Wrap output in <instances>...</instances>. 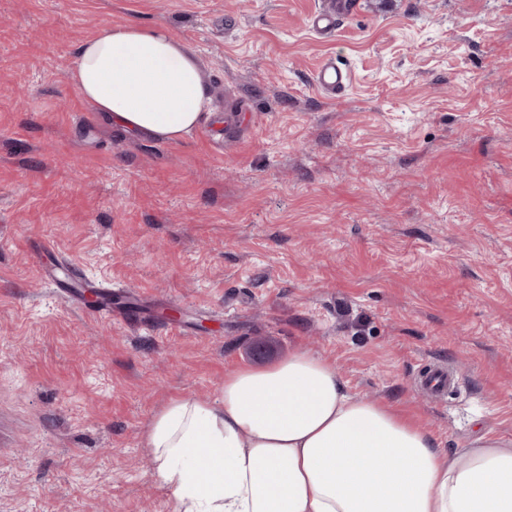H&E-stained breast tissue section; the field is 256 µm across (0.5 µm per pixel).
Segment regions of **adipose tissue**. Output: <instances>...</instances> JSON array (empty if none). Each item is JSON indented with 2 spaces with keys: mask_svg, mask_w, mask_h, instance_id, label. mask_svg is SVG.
<instances>
[{
  "mask_svg": "<svg viewBox=\"0 0 512 512\" xmlns=\"http://www.w3.org/2000/svg\"><path fill=\"white\" fill-rule=\"evenodd\" d=\"M70 80L96 111L161 140L191 134L210 100L194 50L164 26L101 30ZM144 445L173 512H512V442L483 434L448 454L305 349L227 372L216 401H171Z\"/></svg>",
  "mask_w": 512,
  "mask_h": 512,
  "instance_id": "obj_1",
  "label": "adipose tissue"
}]
</instances>
